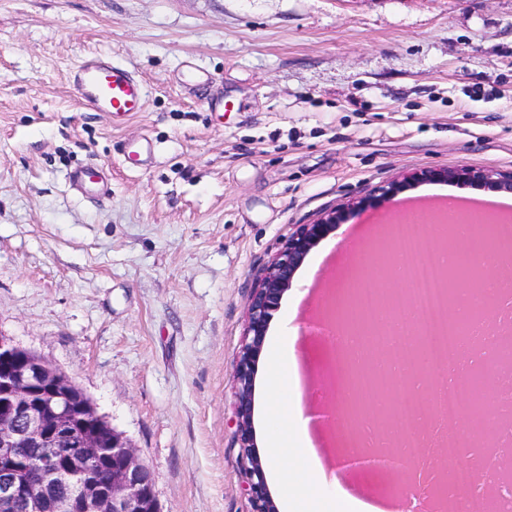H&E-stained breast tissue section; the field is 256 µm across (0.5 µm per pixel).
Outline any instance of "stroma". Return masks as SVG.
Wrapping results in <instances>:
<instances>
[{"label":"stroma","instance_id":"1","mask_svg":"<svg viewBox=\"0 0 512 512\" xmlns=\"http://www.w3.org/2000/svg\"><path fill=\"white\" fill-rule=\"evenodd\" d=\"M92 52L141 78L122 124L84 108ZM223 93L228 113L209 105ZM148 138L128 167L122 146ZM105 171L110 198L68 180ZM512 171V0H0V334L81 387L151 469L163 512H251L234 438L247 300L300 225L354 208L298 268L288 321L302 390L332 402L316 325L355 235L492 190L404 174ZM350 418L311 430L339 469Z\"/></svg>","mask_w":512,"mask_h":512}]
</instances>
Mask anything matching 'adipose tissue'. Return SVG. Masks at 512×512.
I'll return each instance as SVG.
<instances>
[{
  "instance_id": "obj_1",
  "label": "adipose tissue",
  "mask_w": 512,
  "mask_h": 512,
  "mask_svg": "<svg viewBox=\"0 0 512 512\" xmlns=\"http://www.w3.org/2000/svg\"><path fill=\"white\" fill-rule=\"evenodd\" d=\"M294 339L279 337L269 359L267 386L271 395L288 390L289 404L285 412L265 406L262 418L267 426L268 458L273 480H280L278 471L284 447H295V458L307 476L312 477L315 492L313 505L316 512H366L368 505L351 496L346 490L328 491L325 480L320 479L319 457L308 434V420L301 406V391L293 355Z\"/></svg>"
}]
</instances>
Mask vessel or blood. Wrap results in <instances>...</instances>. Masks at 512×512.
I'll return each mask as SVG.
<instances>
[{
    "mask_svg": "<svg viewBox=\"0 0 512 512\" xmlns=\"http://www.w3.org/2000/svg\"><path fill=\"white\" fill-rule=\"evenodd\" d=\"M71 82L83 105L109 113L115 122H123L144 109V82L110 57L88 56L72 71Z\"/></svg>",
    "mask_w": 512,
    "mask_h": 512,
    "instance_id": "obj_1",
    "label": "vessel or blood"
}]
</instances>
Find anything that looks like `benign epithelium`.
I'll list each match as a JSON object with an SVG mask.
<instances>
[{"instance_id":"7a95c632","label":"benign epithelium","mask_w":512,"mask_h":512,"mask_svg":"<svg viewBox=\"0 0 512 512\" xmlns=\"http://www.w3.org/2000/svg\"><path fill=\"white\" fill-rule=\"evenodd\" d=\"M423 179L512 191V172L458 166L415 172L380 187L378 192L388 194ZM352 207V203L334 207L288 235L247 302V332L236 366L234 398L235 436L252 512H275L263 465L253 451L256 358L272 313L292 287L297 269ZM18 351L9 337L0 334V512H162L152 471L124 437L101 426L76 432L70 420L73 400L80 395L76 385L44 361L20 357ZM63 444L75 447L64 463L48 454L37 469L18 465L23 448H57ZM91 457L112 459L111 480L102 484L92 477L86 466ZM342 468L379 471L391 479L397 476L395 469L387 471L376 461L352 456L344 460Z\"/></svg>"}]
</instances>
